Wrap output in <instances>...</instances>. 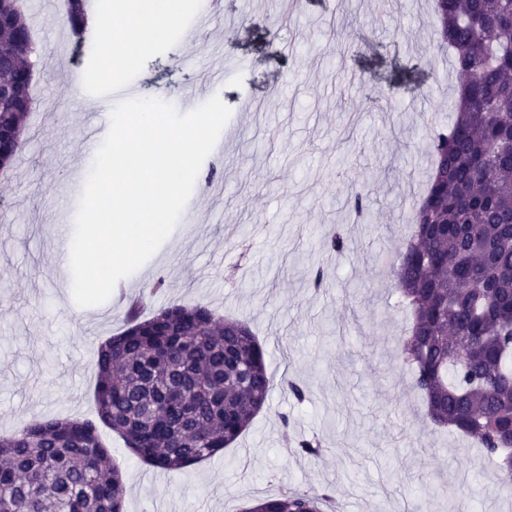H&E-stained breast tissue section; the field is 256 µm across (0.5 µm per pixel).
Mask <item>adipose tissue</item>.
I'll return each mask as SVG.
<instances>
[{
    "label": "adipose tissue",
    "mask_w": 512,
    "mask_h": 512,
    "mask_svg": "<svg viewBox=\"0 0 512 512\" xmlns=\"http://www.w3.org/2000/svg\"><path fill=\"white\" fill-rule=\"evenodd\" d=\"M179 0H115L113 17H121L123 27H114L113 17L96 20L99 47L110 51L119 70L133 67L139 51L160 39L179 19Z\"/></svg>",
    "instance_id": "adipose-tissue-1"
}]
</instances>
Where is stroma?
<instances>
[{
	"label": "stroma",
	"instance_id": "35a3bbf8",
	"mask_svg": "<svg viewBox=\"0 0 512 512\" xmlns=\"http://www.w3.org/2000/svg\"><path fill=\"white\" fill-rule=\"evenodd\" d=\"M65 0H25L41 54L34 106L0 196V435L43 418H94L99 344L125 326L127 302L78 307L71 278L50 259L80 198L70 168L88 164L84 113L111 112L93 40L76 45ZM182 25L123 82L170 103L197 91L222 59L213 86L230 108L223 152L196 180V218L177 224L142 266L130 295L145 311L202 305L249 322L275 385L238 440L181 472L144 463L107 428L99 435L120 468L125 512H244L284 489L329 490L345 512H512V493L485 485L498 462L473 441L435 428L412 373L396 352L410 323L391 288L408 218L425 190L435 125H448L458 75L436 33L432 0H183ZM194 27L186 42L182 26ZM367 196L356 215L348 196ZM341 226L344 252L321 233ZM326 283L314 288L316 270ZM305 384V401L283 388ZM318 438L314 458L298 438ZM455 481L447 504L439 484Z\"/></svg>",
	"mask_w": 512,
	"mask_h": 512
}]
</instances>
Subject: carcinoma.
I'll list each match as a JSON object with an SVG mask.
<instances>
[{"label": "carcinoma", "instance_id": "1", "mask_svg": "<svg viewBox=\"0 0 512 512\" xmlns=\"http://www.w3.org/2000/svg\"><path fill=\"white\" fill-rule=\"evenodd\" d=\"M86 0H67L70 30ZM461 79L453 118L433 132L431 171L391 287L412 324L398 357L438 427L490 457L512 433V0H434ZM35 42L22 0H0V171L32 112ZM274 387L250 327L206 306L171 304L97 351L96 420H35L0 437V512H124L120 470L97 423L150 466L178 472L233 444ZM326 495L285 491L246 512H321Z\"/></svg>", "mask_w": 512, "mask_h": 512}]
</instances>
